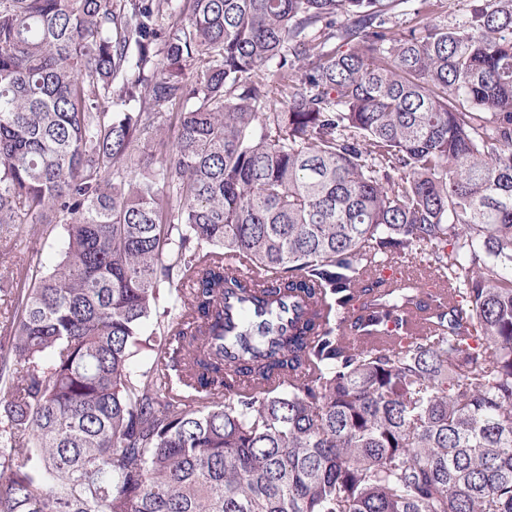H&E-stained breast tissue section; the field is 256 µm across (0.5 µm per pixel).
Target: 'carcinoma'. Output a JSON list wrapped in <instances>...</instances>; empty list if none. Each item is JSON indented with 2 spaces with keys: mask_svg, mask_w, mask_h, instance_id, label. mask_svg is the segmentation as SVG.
Wrapping results in <instances>:
<instances>
[{
  "mask_svg": "<svg viewBox=\"0 0 512 512\" xmlns=\"http://www.w3.org/2000/svg\"><path fill=\"white\" fill-rule=\"evenodd\" d=\"M479 2L0 0V241L66 234L16 262L0 512H512V0ZM228 256L308 305L243 367L205 347ZM471 0H445L447 8L439 20L448 27L464 23L470 16ZM163 129L150 136H145L140 140L137 147V154L144 158H153L154 161L162 160L165 155L171 152L172 144L174 142L173 130H170L166 115L161 119ZM25 227L19 230L17 236L14 237V247L17 251L25 253L31 252L33 249L35 251L38 250L44 266L43 271H45L61 258L64 237L63 228L61 224H38L37 228L41 230L32 237V235H27V227L26 229ZM43 228L48 231H44L42 234Z\"/></svg>",
  "mask_w": 512,
  "mask_h": 512,
  "instance_id": "cac0c4a2",
  "label": "carcinoma"
}]
</instances>
